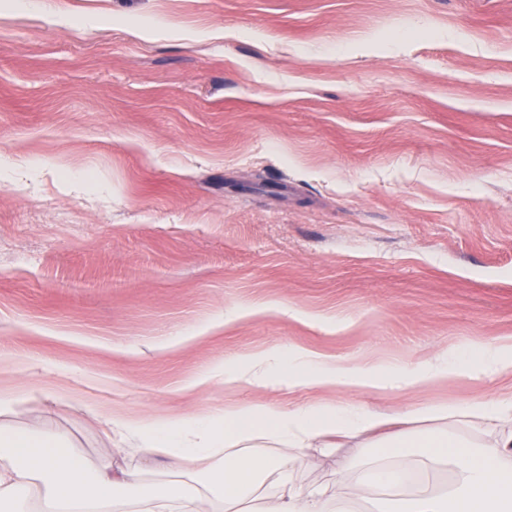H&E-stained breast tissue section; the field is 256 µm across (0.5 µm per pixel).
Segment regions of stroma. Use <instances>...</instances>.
Returning <instances> with one entry per match:
<instances>
[{
	"mask_svg": "<svg viewBox=\"0 0 512 512\" xmlns=\"http://www.w3.org/2000/svg\"><path fill=\"white\" fill-rule=\"evenodd\" d=\"M508 338L512 0H0V350L18 356L0 393L38 394L0 424L136 472L126 512L178 477L82 399L137 420L465 403L512 395V374L191 381L272 348L411 366ZM245 454L306 493L352 459L357 512L398 497L362 483L383 462L368 440Z\"/></svg>",
	"mask_w": 512,
	"mask_h": 512,
	"instance_id": "stroma-1",
	"label": "stroma"
}]
</instances>
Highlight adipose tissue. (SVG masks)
<instances>
[{
  "instance_id": "adipose-tissue-1",
  "label": "adipose tissue",
  "mask_w": 512,
  "mask_h": 512,
  "mask_svg": "<svg viewBox=\"0 0 512 512\" xmlns=\"http://www.w3.org/2000/svg\"><path fill=\"white\" fill-rule=\"evenodd\" d=\"M510 372L512 348L504 345L479 347L468 361L443 353L411 367L370 364L355 357L292 347L285 353L270 349L215 366L196 376L193 383L205 385L220 378L230 387L269 385L284 373L292 385L383 393L438 385L452 376L478 378ZM85 407L108 430L140 438L152 458L167 459L186 482H195L199 463L221 457V465L211 468L202 489L184 493L169 484L156 485L143 499V512H201L202 503L212 493L220 495L224 512H239L243 492L258 473L278 489L262 512H327L325 490L299 491L277 462L245 458L242 448L259 441L301 448L329 433L353 438L395 421L403 423V430L382 436L380 443L393 461L367 468L363 476L368 482L399 489L410 470L429 473L447 464L454 465L459 476L456 485L437 483L401 498L396 512H512V397L463 404L418 403L395 415L328 401L288 410L258 402L139 421L96 399L86 400ZM440 423L494 429L498 438L475 452L466 441L437 431ZM406 448L419 449L416 468L398 463ZM132 479L130 473L92 464L59 435L22 431L0 435V507H11L12 512H111L115 488Z\"/></svg>"
}]
</instances>
